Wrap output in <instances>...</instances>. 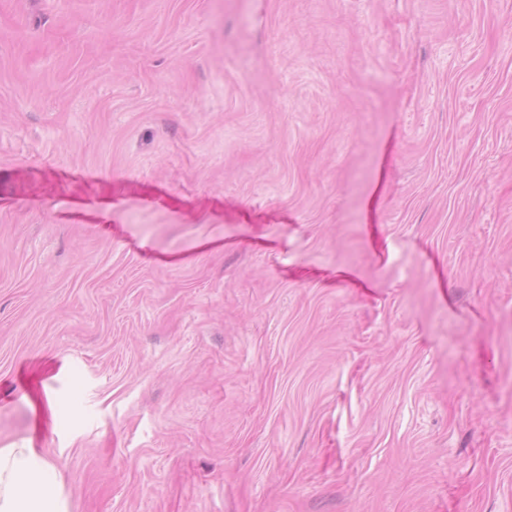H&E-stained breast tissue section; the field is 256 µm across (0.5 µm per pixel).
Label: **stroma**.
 Masks as SVG:
<instances>
[{
    "instance_id": "obj_1",
    "label": "stroma",
    "mask_w": 512,
    "mask_h": 512,
    "mask_svg": "<svg viewBox=\"0 0 512 512\" xmlns=\"http://www.w3.org/2000/svg\"><path fill=\"white\" fill-rule=\"evenodd\" d=\"M25 438L74 512H512V0H0Z\"/></svg>"
}]
</instances>
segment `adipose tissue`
Instances as JSON below:
<instances>
[{
  "mask_svg": "<svg viewBox=\"0 0 512 512\" xmlns=\"http://www.w3.org/2000/svg\"><path fill=\"white\" fill-rule=\"evenodd\" d=\"M0 512H73L60 465L32 440L0 446Z\"/></svg>",
  "mask_w": 512,
  "mask_h": 512,
  "instance_id": "1",
  "label": "adipose tissue"
}]
</instances>
